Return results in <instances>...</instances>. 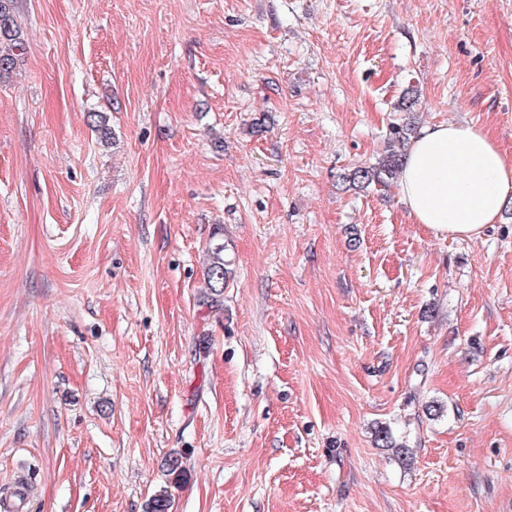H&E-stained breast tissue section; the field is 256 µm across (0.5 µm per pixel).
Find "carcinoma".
Listing matches in <instances>:
<instances>
[{
	"mask_svg": "<svg viewBox=\"0 0 512 512\" xmlns=\"http://www.w3.org/2000/svg\"><path fill=\"white\" fill-rule=\"evenodd\" d=\"M12 2L0 0V79L13 72L24 46L22 27L13 12ZM415 134L416 126L410 121L395 126L387 141L385 156L376 164L353 167L342 174V181L357 188H366L372 184L390 185L404 165ZM213 238L216 242L209 248L204 274L205 298L212 308L221 306L224 285L231 276L229 261L224 259L223 230L215 232ZM374 440L379 446L392 449L399 461L407 460V448L396 442L389 428L376 429ZM171 509V495L163 489L149 501L147 512H171Z\"/></svg>",
	"mask_w": 512,
	"mask_h": 512,
	"instance_id": "carcinoma-1",
	"label": "carcinoma"
}]
</instances>
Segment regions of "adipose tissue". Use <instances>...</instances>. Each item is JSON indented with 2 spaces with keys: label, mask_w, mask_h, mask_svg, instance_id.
Segmentation results:
<instances>
[{
  "label": "adipose tissue",
  "mask_w": 512,
  "mask_h": 512,
  "mask_svg": "<svg viewBox=\"0 0 512 512\" xmlns=\"http://www.w3.org/2000/svg\"><path fill=\"white\" fill-rule=\"evenodd\" d=\"M400 187L414 223L469 240L512 202V162L474 124H433L412 139Z\"/></svg>",
  "instance_id": "ef3b65f1"
}]
</instances>
